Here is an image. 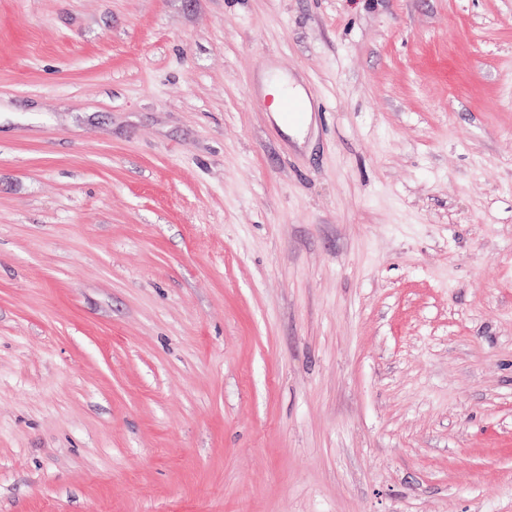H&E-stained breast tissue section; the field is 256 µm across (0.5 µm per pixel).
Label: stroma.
<instances>
[{"label":"stroma","instance_id":"obj_1","mask_svg":"<svg viewBox=\"0 0 512 512\" xmlns=\"http://www.w3.org/2000/svg\"><path fill=\"white\" fill-rule=\"evenodd\" d=\"M0 512H512V0H0Z\"/></svg>","mask_w":512,"mask_h":512}]
</instances>
